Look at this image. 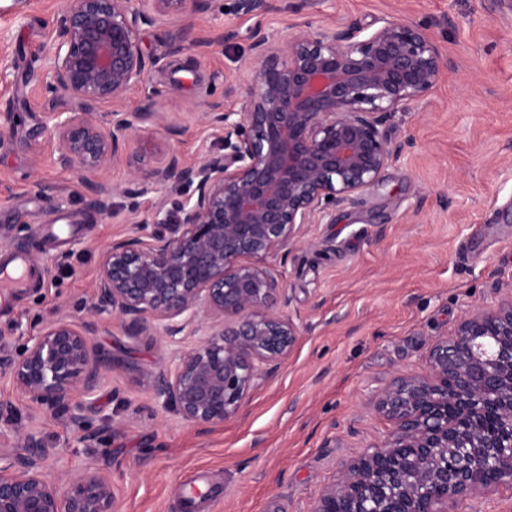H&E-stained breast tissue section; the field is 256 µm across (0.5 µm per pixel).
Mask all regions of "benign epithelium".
I'll use <instances>...</instances> for the list:
<instances>
[{
  "label": "benign epithelium",
  "instance_id": "1",
  "mask_svg": "<svg viewBox=\"0 0 512 512\" xmlns=\"http://www.w3.org/2000/svg\"><path fill=\"white\" fill-rule=\"evenodd\" d=\"M209 2L64 0L45 84L49 104L63 94L85 106L52 113L49 140L81 174L88 209L112 215L116 188L103 173L114 162L126 164L142 191L164 194L151 214L160 229L140 226L101 249L88 313L115 314L136 334L203 332L152 381L164 409L202 430L239 416L300 336L283 311L284 273L267 257L299 243L329 208L379 187L383 169L414 145L410 136L389 138L386 123L449 69L436 40L411 23L381 19L367 33L349 20L275 46L259 25L248 37L253 80L241 110L215 101L206 112L224 134V152L193 165L168 145L152 161L124 153L147 121L179 133L161 113L124 110L125 98L167 59L238 38L222 29L189 41L180 28L147 54L142 27L169 12L203 14ZM94 104L111 106L106 122L88 110ZM172 196L174 224L165 210ZM92 332L90 320H51L0 366L30 408L67 415L89 444L115 428L110 419L87 426L73 404L112 368ZM426 363V374L401 376L377 395L373 409L397 431L351 461L311 512H452L462 497L512 486V298L464 316L454 337L430 345ZM19 442L18 450L0 448V512H118L105 466L57 479L47 470L54 445L37 432Z\"/></svg>",
  "mask_w": 512,
  "mask_h": 512
}]
</instances>
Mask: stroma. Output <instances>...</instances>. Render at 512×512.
Returning a JSON list of instances; mask_svg holds the SVG:
<instances>
[{
  "label": "stroma",
  "mask_w": 512,
  "mask_h": 512,
  "mask_svg": "<svg viewBox=\"0 0 512 512\" xmlns=\"http://www.w3.org/2000/svg\"><path fill=\"white\" fill-rule=\"evenodd\" d=\"M61 0H0V252L33 257L40 282L0 305V361L15 357L49 320L80 321L97 294L98 257L130 234L160 199L142 193L126 166L106 174L119 194L116 218L103 219L80 198V174L62 167L45 131L43 86ZM415 22L441 42L453 67L411 111L391 119L392 138L414 148L381 174L378 189L310 225L305 244L285 259L286 312L301 329L293 353L249 395L239 417L200 432L153 398L151 381L192 336L135 335L109 313L96 319L95 342L112 369L76 402L89 426L114 419L119 430L86 445L66 418L31 412L9 377L0 375V448L18 432L58 442L53 474L105 463L120 512H186L183 490L202 496L193 512H310L343 465L383 442L396 425L374 412L375 394L402 374L420 373L430 344L453 335L461 317L492 309L512 294V0H272L263 19L236 0H215L194 18L169 13L141 32L147 53L166 33L230 26L235 44L188 51L153 71L129 111L165 113L180 132L171 140L194 164L219 151L221 132L204 104L225 98L224 81L245 86L248 35L255 23L281 37L351 18L369 30L380 18ZM70 224L48 244L36 232Z\"/></svg>",
  "instance_id": "1"
}]
</instances>
